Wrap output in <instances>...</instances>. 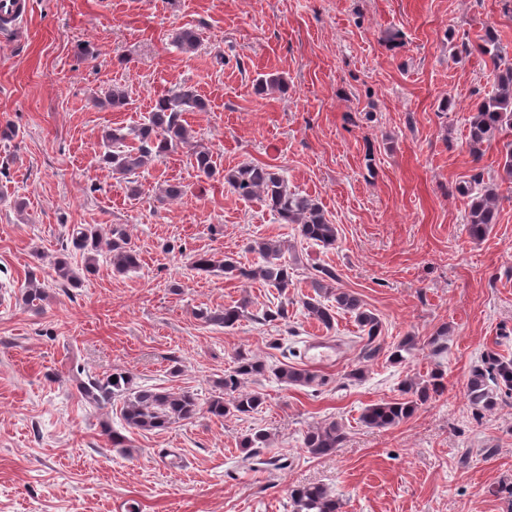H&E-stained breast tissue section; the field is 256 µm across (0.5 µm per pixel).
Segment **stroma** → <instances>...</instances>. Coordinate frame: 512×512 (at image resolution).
<instances>
[{
    "label": "stroma",
    "mask_w": 512,
    "mask_h": 512,
    "mask_svg": "<svg viewBox=\"0 0 512 512\" xmlns=\"http://www.w3.org/2000/svg\"><path fill=\"white\" fill-rule=\"evenodd\" d=\"M20 33L0 31V512H292L288 491L327 485L342 512H512V398L475 417L466 396L486 352L512 357V177L502 141L473 157L466 121L495 88L480 53L493 32L512 61V0H29ZM192 27L195 53L172 42ZM280 76L282 87L258 90ZM125 89L112 111L108 89ZM181 86L206 101L184 113L193 135L148 169L113 174L111 129L134 136L156 98ZM218 169L270 166L317 198L335 246L304 240L257 200L200 176L192 148ZM498 194L499 219L468 232L473 176ZM183 186L182 198L163 195ZM126 230L140 269L86 270L71 228ZM284 242L292 284L278 292L192 267L196 255L253 265V239ZM68 255L79 286L53 264ZM334 268L382 322L387 347L448 328V349L404 362L361 354L350 315L332 329L307 319L314 268ZM46 286L41 310L22 300L28 273ZM246 302L234 327L199 310ZM287 306L288 318L264 311ZM334 336L336 359L306 365L307 345ZM267 366L246 390L247 415L200 413L159 432L126 431L119 405L99 409L71 380L122 371L136 385L186 389L207 402L238 351ZM309 368L320 389L284 387L274 371ZM362 368L361 380L348 377ZM445 375L444 392L388 430L363 408L398 398L406 380ZM342 424L334 455L311 457L308 428ZM268 432L258 461L241 441Z\"/></svg>",
    "instance_id": "obj_1"
}]
</instances>
